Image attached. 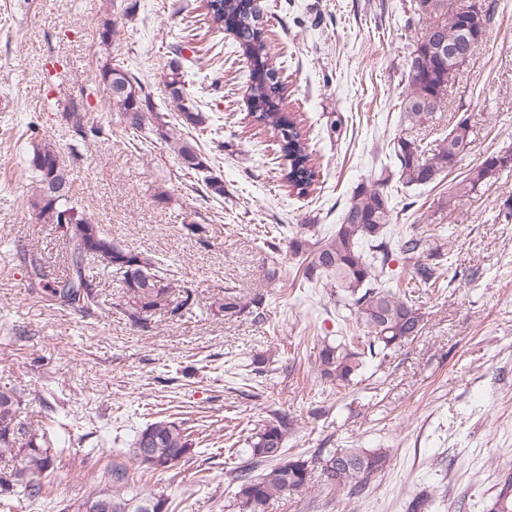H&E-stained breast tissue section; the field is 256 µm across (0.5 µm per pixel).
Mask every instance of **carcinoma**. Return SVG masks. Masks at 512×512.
<instances>
[{"instance_id": "carcinoma-1", "label": "carcinoma", "mask_w": 512, "mask_h": 512, "mask_svg": "<svg viewBox=\"0 0 512 512\" xmlns=\"http://www.w3.org/2000/svg\"><path fill=\"white\" fill-rule=\"evenodd\" d=\"M451 0H412L405 28L416 32L406 60L407 87L400 107L404 118L413 126L424 127L444 108L448 92V63L439 59L432 47L436 40L454 41L467 27L487 32L491 21L490 7L470 14L461 7L450 9ZM208 14L219 29L233 26L237 52L249 63L248 90L253 119L270 126L276 133L282 179L302 195L315 181L316 171L308 149L306 132L294 116L281 109L283 87L273 66L263 27L257 20L259 9L254 0H207ZM112 109L130 128L140 131L145 125L161 139H169L167 122L154 111L150 96L134 77L108 63L100 71ZM170 98L179 105L187 123L203 124L200 113L191 109L182 70L169 66L165 77ZM470 116L462 115L452 130L440 140L432 156H425L421 142L401 137L393 142L391 160L395 171L382 169L379 177L358 187L345 208L341 223L328 236L310 241L307 234L315 225L302 224L288 241L290 253L298 258L297 271L304 284L325 280L332 287L330 296L337 308L368 329L361 345L324 337L317 345L315 368L319 378L345 387L357 378L367 357L387 356L422 330L423 313L408 298L395 291L399 280L393 277L391 263L398 257L409 268L412 279L434 288L445 278L447 257L430 237L416 231L411 224L393 236L396 207L388 186L393 176L404 187L426 186L453 170L468 145ZM181 163L187 169L206 168L195 147L184 143L178 147ZM512 167V150L488 155L481 165L457 185V192L471 193L478 185ZM30 168L38 182L32 206L47 224L62 229L68 259V273L51 286L50 296L63 302L82 301L90 310L99 303L98 284L93 270H109L121 276L125 313L142 327L161 311L173 316L187 307L194 295L184 287L180 302L172 300L169 269L152 258L127 249L105 236L87 217L73 196L53 197L48 193L52 182L72 185L70 171L58 163V153L43 145L33 150ZM265 301L261 294L244 301L231 288L224 289V300L217 313L232 321L248 313L264 319ZM21 401L14 391L0 390V452L15 461L8 472L11 481L0 477V497H8L18 484L27 496L38 501L43 485L32 479L48 470L53 459L64 452L53 447L47 433L36 430L21 418ZM290 421L285 412H275L259 424L238 451L240 462L229 471L235 485L240 512H268L273 497L288 490L305 492L317 481L333 492L361 493L372 477L384 471L390 461L386 448H341L310 458L287 454L285 439ZM194 440L182 425L159 421L146 425L133 439L130 450L141 469L158 471L172 467L185 457ZM112 492H98L72 502L74 512H169V499L162 495L143 494L133 487V475L120 463L104 472ZM486 512H512V477L504 479L501 489L486 505Z\"/></svg>"}]
</instances>
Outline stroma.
I'll list each match as a JSON object with an SVG mask.
<instances>
[{
	"mask_svg": "<svg viewBox=\"0 0 512 512\" xmlns=\"http://www.w3.org/2000/svg\"><path fill=\"white\" fill-rule=\"evenodd\" d=\"M410 2L259 0L283 109L304 127L318 172L300 197L281 179L273 130L250 116L246 61L212 26L204 0H0V389H20L28 417L49 424L63 451L40 477L47 500L61 507L100 490L101 471L119 461L140 491L164 495L177 512H239L229 449L279 410L293 422L289 453L387 448L391 460L361 495L286 491L268 512H408L423 491L432 498L424 512H485L512 474V168L473 194H448L512 146V0H493L482 46L444 111L419 131L400 112ZM173 58L202 125L186 124L169 97ZM109 62L142 83L173 139L195 145L205 169L184 168L171 142L120 122L98 78ZM463 113L470 144L458 165L396 196L405 206L398 223L440 235L449 257L451 275L435 290L391 264L424 315L421 333L347 387L321 382L310 364L316 337L363 328L342 321L322 284L300 285L289 236L301 224L331 232L395 138L433 143ZM94 122L110 135H77V124ZM44 142L102 233L169 264L175 282L194 285L191 306L142 328L107 272L96 275L90 311L47 295L67 260L58 226L39 223L31 207L29 158ZM213 177L223 197L208 195ZM190 224L206 225L207 236L188 235ZM275 260L285 275L271 281ZM228 287L247 299L263 294L265 321L217 315ZM160 420L183 423L196 445L173 467L140 473L128 448L135 431Z\"/></svg>",
	"mask_w": 512,
	"mask_h": 512,
	"instance_id": "stroma-1",
	"label": "stroma"
}]
</instances>
